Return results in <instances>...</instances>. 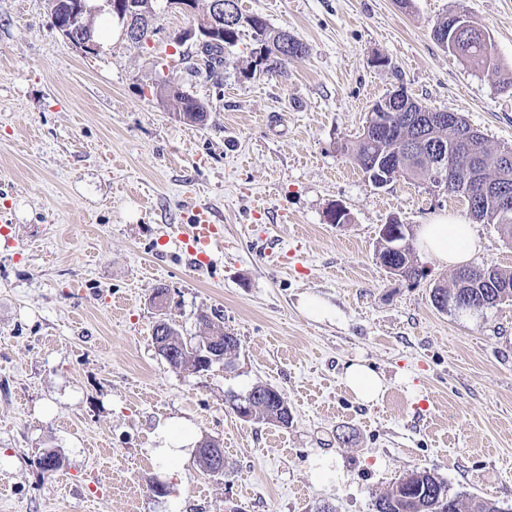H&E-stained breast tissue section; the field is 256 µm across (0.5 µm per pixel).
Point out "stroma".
<instances>
[{
    "mask_svg": "<svg viewBox=\"0 0 512 512\" xmlns=\"http://www.w3.org/2000/svg\"><path fill=\"white\" fill-rule=\"evenodd\" d=\"M239 5L307 45L287 76L257 65L245 23L207 76L182 38L190 15L167 0L146 42L116 23L92 53L53 26L49 0H0V512H374L422 468L512 512V302L442 311L431 292L454 267L419 249L408 281L376 257L395 220L474 223V265L512 271V241L428 181L374 188L344 149L397 90L512 147V0ZM449 14L490 36L501 73L434 40ZM164 85L206 103L205 125L180 121ZM199 207L223 239L200 263L176 232ZM159 286L185 338L222 316L239 340L229 365L168 367L152 338ZM308 295L331 318L309 317ZM356 359L384 379L376 403L342 383ZM257 385L283 395L288 425L237 417L230 397ZM178 418L220 441L223 475L192 450L159 461L157 429ZM323 458L341 476L315 479Z\"/></svg>",
    "mask_w": 512,
    "mask_h": 512,
    "instance_id": "35a3bbf8",
    "label": "stroma"
}]
</instances>
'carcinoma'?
<instances>
[{
  "instance_id": "carcinoma-1",
  "label": "carcinoma",
  "mask_w": 512,
  "mask_h": 512,
  "mask_svg": "<svg viewBox=\"0 0 512 512\" xmlns=\"http://www.w3.org/2000/svg\"><path fill=\"white\" fill-rule=\"evenodd\" d=\"M454 16H446L437 21L433 27L434 39L442 44L445 40L455 39L454 30L450 28V22ZM248 24L253 29L255 38L260 45L263 58L269 61L267 71L281 76L288 75V64L304 58L308 53L307 45L295 36L288 37L293 51L282 50L280 40L282 31L275 30L261 17L251 16ZM238 27L224 26V38L216 44H207L197 48V56L203 62L206 73L209 76H218V70L224 65V45L235 42ZM463 43L462 51L455 56L472 65L475 68L487 71H499L498 58L495 56L492 45L486 34L473 25H468L467 31L460 35ZM176 102V114L184 123L194 126L202 125L207 119V108L196 98L180 91L171 90ZM388 97H383L373 104L368 112L366 122L371 123L378 117H386L394 128V135L380 141L361 133L351 146L345 147L349 151L356 164L367 168L368 162L377 156H388L399 167L402 177H428L434 181L437 171L435 167L441 165L438 159H419L402 149V140L412 133L407 123L408 115L387 110ZM460 129L443 125L433 130L434 139L440 144L449 147L456 152V163L453 172L449 174L448 193L466 197L470 214L477 222H488L500 227L504 236L512 239V212L504 215L498 209L497 201L490 197L477 198L473 195L465 196L459 190V186L468 181V154L463 152V147L457 144ZM476 144L482 154L481 172L483 177L496 178L507 184L512 191V168L503 170L499 166L498 156L500 152L488 147L484 136H479ZM410 232H405V237L400 244L406 246L404 254L397 255V266L402 270L400 277L411 280L418 276V269L414 263L413 246L410 243ZM512 288V271H506L496 265H482L466 267L458 270L455 275L454 288L447 289L436 287L438 291L453 298L458 293H467L472 297L471 305L467 309H481L496 305L497 293L502 287ZM263 395L262 406L256 409L255 421L269 424L288 425L290 412L288 405L283 400L279 391L272 387L258 385L248 391V395ZM407 481H398L375 503V512H462L464 508V496L460 494H448V485L430 469L413 470L406 475Z\"/></svg>"
}]
</instances>
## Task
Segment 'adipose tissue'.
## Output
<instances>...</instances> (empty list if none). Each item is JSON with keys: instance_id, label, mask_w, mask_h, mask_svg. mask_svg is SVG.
<instances>
[{"instance_id": "1", "label": "adipose tissue", "mask_w": 512, "mask_h": 512, "mask_svg": "<svg viewBox=\"0 0 512 512\" xmlns=\"http://www.w3.org/2000/svg\"><path fill=\"white\" fill-rule=\"evenodd\" d=\"M418 241L422 248L446 265L466 263L469 256L480 247L473 225L444 217L423 225ZM343 382L356 400L362 403L375 402L384 388L381 376L358 360L345 367Z\"/></svg>"}]
</instances>
